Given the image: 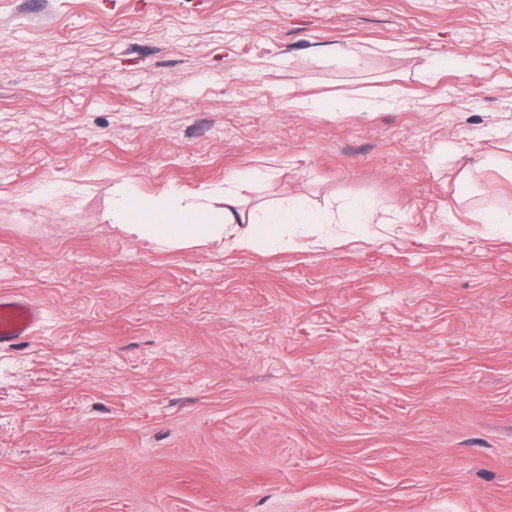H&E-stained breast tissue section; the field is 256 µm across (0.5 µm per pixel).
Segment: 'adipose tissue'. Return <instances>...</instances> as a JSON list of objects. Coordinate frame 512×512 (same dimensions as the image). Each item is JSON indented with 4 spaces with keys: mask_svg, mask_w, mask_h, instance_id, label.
<instances>
[{
    "mask_svg": "<svg viewBox=\"0 0 512 512\" xmlns=\"http://www.w3.org/2000/svg\"><path fill=\"white\" fill-rule=\"evenodd\" d=\"M108 215L128 235L149 239L163 247L224 240L237 248L260 241L272 245L279 242L288 225L324 221L322 215L309 211L299 200L259 217L241 209L235 195L228 191L224 194V210L218 215L207 207L189 211L170 200L147 203L124 185L112 189Z\"/></svg>",
    "mask_w": 512,
    "mask_h": 512,
    "instance_id": "adipose-tissue-1",
    "label": "adipose tissue"
}]
</instances>
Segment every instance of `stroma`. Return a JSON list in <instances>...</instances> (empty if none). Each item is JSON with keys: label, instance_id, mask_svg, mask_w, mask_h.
<instances>
[{"label": "stroma", "instance_id": "35a3bbf8", "mask_svg": "<svg viewBox=\"0 0 512 512\" xmlns=\"http://www.w3.org/2000/svg\"><path fill=\"white\" fill-rule=\"evenodd\" d=\"M511 164L512 0H0V512H512ZM147 204L146 206H143ZM108 215L128 235L147 238L159 246L192 242L229 241L237 248L257 242L276 244L288 224H334L294 200L286 208L270 210L262 219L240 208L236 196L224 190V211L216 217L211 208L188 211L171 200L154 199L146 203L129 186L112 188ZM42 318L41 309L19 293H0V345L31 336Z\"/></svg>", "mask_w": 512, "mask_h": 512}]
</instances>
